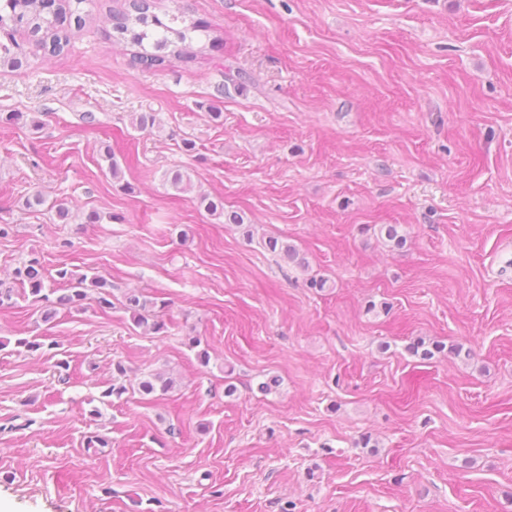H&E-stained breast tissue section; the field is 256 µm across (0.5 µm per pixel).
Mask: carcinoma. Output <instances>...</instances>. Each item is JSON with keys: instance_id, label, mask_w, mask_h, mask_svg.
Returning <instances> with one entry per match:
<instances>
[{"instance_id": "1", "label": "carcinoma", "mask_w": 512, "mask_h": 512, "mask_svg": "<svg viewBox=\"0 0 512 512\" xmlns=\"http://www.w3.org/2000/svg\"><path fill=\"white\" fill-rule=\"evenodd\" d=\"M4 11L0 12V32L4 33L6 40H0V67L11 69L23 65V60L17 53L19 44L14 36V27L25 28L28 33L36 38V43L49 49L53 54L61 53L68 44V37L63 26L67 19L73 18L76 22L82 21L81 5L85 0H4ZM181 16L173 14L163 20L158 15L149 12V6H137L132 14H125L115 18L110 38L116 43L127 42L139 47V51L132 53V60L144 63L151 67L163 69L172 60L184 63H192L206 55V52L214 48V41L210 40L193 47L188 41L187 33L199 32L206 35L208 25L203 21H195L190 25L178 29L174 24ZM268 249L279 253L284 259L296 262L300 265L305 261L299 257V251L295 245L282 239L271 237L266 242ZM15 278L22 286L29 289V294L46 303V309L42 313V320H50L57 309H71L83 307L88 299V289L97 290L95 303L101 310L113 308L112 294L109 291L110 284L96 273L76 274L66 268L56 271L54 282L64 285L63 289L51 288L49 293H44L45 275L40 262L36 259L21 268L16 269ZM55 299H50V296ZM124 309L131 313L134 323L146 332L159 333L165 327L161 320L148 321L145 311L155 306V302L148 296L128 294L124 298ZM406 351L422 360L429 361L436 355L448 351L456 356L471 352H462L459 345H446L440 340L427 337L413 339ZM174 387V381L155 375L142 380L139 389L144 395L159 393L167 394Z\"/></svg>"}]
</instances>
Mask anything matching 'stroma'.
I'll use <instances>...</instances> for the list:
<instances>
[{"label": "stroma", "mask_w": 512, "mask_h": 512, "mask_svg": "<svg viewBox=\"0 0 512 512\" xmlns=\"http://www.w3.org/2000/svg\"><path fill=\"white\" fill-rule=\"evenodd\" d=\"M127 6L85 0L57 56L18 32L0 68V284L36 257L115 303L0 308V512H512V0H156L219 41L162 70L107 40ZM151 374L173 389L142 395ZM123 306L126 311L131 313L134 323L138 327H143L144 331L157 334L164 329L165 323L162 320H153L149 324L148 318L143 314L148 308L156 306L155 302L147 295L142 293L127 294ZM446 344L440 340L427 337H417L406 347L407 352L422 361H429L446 349Z\"/></svg>", "instance_id": "1"}]
</instances>
